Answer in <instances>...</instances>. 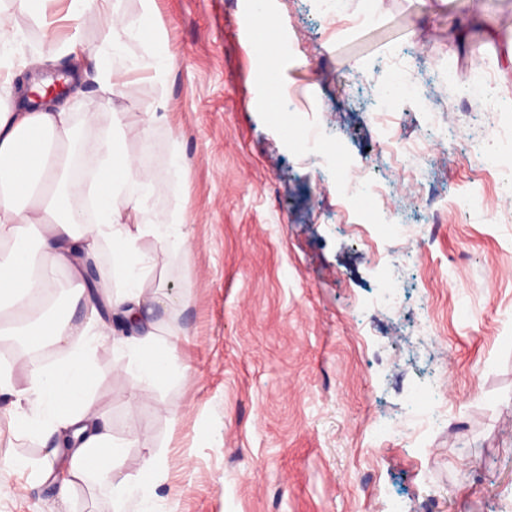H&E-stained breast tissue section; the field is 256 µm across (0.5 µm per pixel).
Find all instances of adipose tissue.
Masks as SVG:
<instances>
[{
	"label": "adipose tissue",
	"instance_id": "ef3b65f1",
	"mask_svg": "<svg viewBox=\"0 0 512 512\" xmlns=\"http://www.w3.org/2000/svg\"><path fill=\"white\" fill-rule=\"evenodd\" d=\"M142 3L141 14L119 19L108 10L110 0H69L72 35L64 47L48 43L30 57V64L48 62L61 50L84 52L81 29L104 21L109 37L98 54L103 92H118L119 63L131 40L149 44V67L155 77H162L171 55L156 27L154 0ZM19 37L10 16L0 12V309H13L18 316L13 324H0V335L40 337L43 345L59 350L63 358L54 365L29 358L30 381L25 387L0 372V398L12 411L11 432L57 439L56 447L46 449L43 457L14 458L9 465L29 472L34 480L52 482L64 498L78 482L92 476L110 487L116 503L135 499L139 512H166V499L156 492L152 464H145L135 479H112L113 466L126 444L100 423L90 396L94 371L89 354L108 339L119 349L134 347L129 366L141 379L157 382L170 375L168 347L159 345L153 333L126 331L124 323L140 316L146 301L144 283L155 267L154 257L142 252L141 240L153 238L166 254L189 252L192 242L184 215L175 210L139 223L138 215L156 186L139 180L137 163L123 149L121 136L107 133L92 142L84 154L86 175L81 178L72 173L69 144L79 118L69 107L36 105L20 111L9 107ZM75 198L90 199L92 218L71 207ZM36 226L41 233L34 242L29 231ZM104 247L124 275L117 292L110 283L87 276L89 263ZM36 249L46 258L39 267L32 258ZM62 268L73 284L69 304L79 303L85 309L82 323H71L69 305L45 304Z\"/></svg>",
	"mask_w": 512,
	"mask_h": 512
}]
</instances>
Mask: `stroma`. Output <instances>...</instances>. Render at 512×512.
<instances>
[{"mask_svg":"<svg viewBox=\"0 0 512 512\" xmlns=\"http://www.w3.org/2000/svg\"><path fill=\"white\" fill-rule=\"evenodd\" d=\"M247 3L156 0L172 66L153 81L147 45L129 43L141 66L109 100L93 57L54 64L80 78L63 101L99 115L76 125L75 168L111 113L164 108L124 141L159 185L139 219L181 206L193 241L177 256L142 241L145 288L168 295L143 324L188 377L142 381L108 340L90 354L92 399L127 444L116 472L163 459L170 512H512V0H339L333 16L268 0L283 47L264 74ZM0 9L25 36L17 108L28 59L65 30ZM486 68L492 91L473 100ZM393 78L412 98H386ZM305 129L327 154L299 145ZM360 173L370 191L341 198L338 175ZM114 510L96 481L63 503L0 468V512Z\"/></svg>","mask_w":512,"mask_h":512,"instance_id":"1","label":"stroma"}]
</instances>
